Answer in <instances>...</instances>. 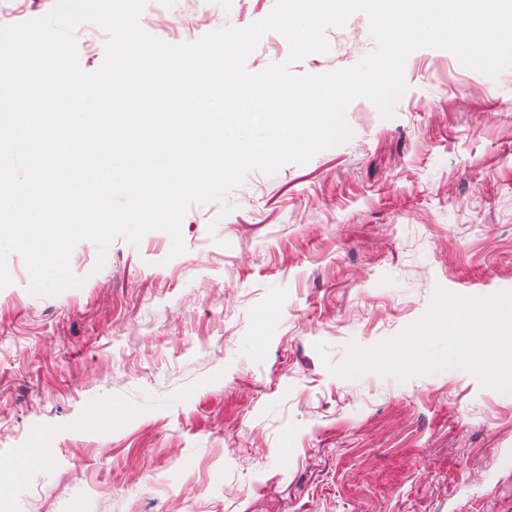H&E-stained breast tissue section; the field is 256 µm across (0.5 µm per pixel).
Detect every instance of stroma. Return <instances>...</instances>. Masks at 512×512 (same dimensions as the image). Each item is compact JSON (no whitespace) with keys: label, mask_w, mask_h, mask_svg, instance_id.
I'll list each match as a JSON object with an SVG mask.
<instances>
[{"label":"stroma","mask_w":512,"mask_h":512,"mask_svg":"<svg viewBox=\"0 0 512 512\" xmlns=\"http://www.w3.org/2000/svg\"><path fill=\"white\" fill-rule=\"evenodd\" d=\"M274 5L149 0L140 24L180 45ZM327 38L292 73L375 47L361 13ZM404 78L392 117L355 99L347 141L249 171L229 213L192 205L177 257L160 230L103 255L83 240L69 258L81 286L39 296L9 255L8 512H512V393L458 368L403 381L327 368L398 336L437 289L512 291V69L493 79L421 48Z\"/></svg>","instance_id":"stroma-1"}]
</instances>
